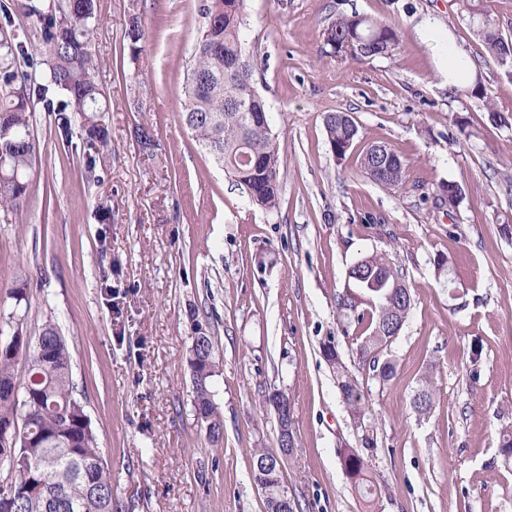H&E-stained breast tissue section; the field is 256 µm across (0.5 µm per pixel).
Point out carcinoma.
I'll return each instance as SVG.
<instances>
[{"label":"carcinoma","mask_w":512,"mask_h":512,"mask_svg":"<svg viewBox=\"0 0 512 512\" xmlns=\"http://www.w3.org/2000/svg\"><path fill=\"white\" fill-rule=\"evenodd\" d=\"M247 0H204L202 29L188 60L182 120L200 147L250 200L274 210L281 192L280 158L271 133L266 103L262 97L246 112L237 102L254 86V65L243 47ZM487 53L512 70V39L497 26L485 24L477 13L476 0H459ZM25 9L36 20V35L46 56L44 67L33 69L27 83L16 84L22 63L34 64L18 36H0V206L18 209L33 183L31 97L57 111L74 112L86 119V146L93 149L106 137L96 120L103 111L101 89L95 80L98 60L90 48L97 18L96 0H42V3L11 4L0 0V28L11 26L12 8ZM327 54L366 60L393 54L399 47L398 28L352 14L336 18L323 32ZM124 38L131 59L139 60L144 32L138 17L129 20ZM325 130L337 157L342 158L358 138L359 129L350 115L325 117ZM385 171L376 183L387 189L405 179V161L388 145H381ZM26 276H16L8 295L13 308L0 312L3 327L13 330L10 340L0 341V470L8 481L0 484V512H116L112 504V474L98 447L83 402L77 396L72 354L54 320L47 321L35 343L22 334L26 312ZM344 320L343 332L354 327L358 335L354 352L368 364L373 376L389 381L396 364L383 352L392 343L394 331L403 327L412 299L410 289L384 254H372L349 270L348 286L337 302ZM334 337L322 344V354L336 378L343 402L356 418L363 416L361 386L343 361ZM196 360L189 363L195 410L216 417L212 438L219 440L224 424L218 418L211 390L215 375V346L208 335L193 337ZM27 365L24 384L16 380L19 361ZM434 402L429 376L420 379L412 406L428 413ZM275 449L256 448L252 479L266 486L267 512H279L280 499L289 497L288 512H295V499L277 463H269ZM341 464L355 489L371 508L378 488L367 476V460L353 448L340 452Z\"/></svg>","instance_id":"carcinoma-1"}]
</instances>
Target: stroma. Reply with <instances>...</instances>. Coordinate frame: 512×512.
Wrapping results in <instances>:
<instances>
[{"mask_svg": "<svg viewBox=\"0 0 512 512\" xmlns=\"http://www.w3.org/2000/svg\"><path fill=\"white\" fill-rule=\"evenodd\" d=\"M203 0H97L91 49L108 109L84 177V121L35 101L37 178L17 210H0V310L25 271L22 331L36 340L55 319L73 354V376L112 473L123 512H266L251 479L252 454L277 445L262 394H288L296 446L283 478L298 512H364L341 447L366 452L381 489L378 512H512V77L487 55L458 0H248L244 47L265 100L282 173L275 210L253 204L185 127L186 64L202 27ZM357 13L396 22L388 57L324 54L323 32ZM138 17L144 51L132 61L125 29ZM444 32L476 72L488 100L453 86L423 37ZM351 114L359 137L332 152L327 114ZM154 130L143 150L138 126ZM383 142L406 163L391 190L362 171ZM462 201L447 210L440 186ZM384 253L412 295L388 352L385 383L352 356L336 297L349 267ZM448 269L438 272L436 262ZM212 336L214 402L224 435L197 423L187 358ZM357 377L356 426L320 353L327 337ZM435 397L424 415L411 399L425 372Z\"/></svg>", "mask_w": 512, "mask_h": 512, "instance_id": "obj_1", "label": "stroma"}]
</instances>
